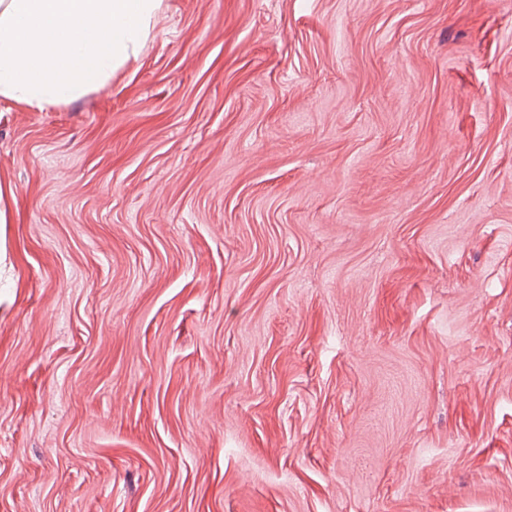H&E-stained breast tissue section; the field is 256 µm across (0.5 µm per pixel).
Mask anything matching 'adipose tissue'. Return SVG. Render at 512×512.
<instances>
[{
    "label": "adipose tissue",
    "instance_id": "ef3b65f1",
    "mask_svg": "<svg viewBox=\"0 0 512 512\" xmlns=\"http://www.w3.org/2000/svg\"><path fill=\"white\" fill-rule=\"evenodd\" d=\"M163 0H0V100L45 109L138 58Z\"/></svg>",
    "mask_w": 512,
    "mask_h": 512
}]
</instances>
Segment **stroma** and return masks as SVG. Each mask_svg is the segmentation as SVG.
I'll list each match as a JSON object with an SVG mask.
<instances>
[{
    "label": "stroma",
    "mask_w": 512,
    "mask_h": 512,
    "mask_svg": "<svg viewBox=\"0 0 512 512\" xmlns=\"http://www.w3.org/2000/svg\"><path fill=\"white\" fill-rule=\"evenodd\" d=\"M0 187V512H512V0H166Z\"/></svg>",
    "instance_id": "stroma-1"
}]
</instances>
